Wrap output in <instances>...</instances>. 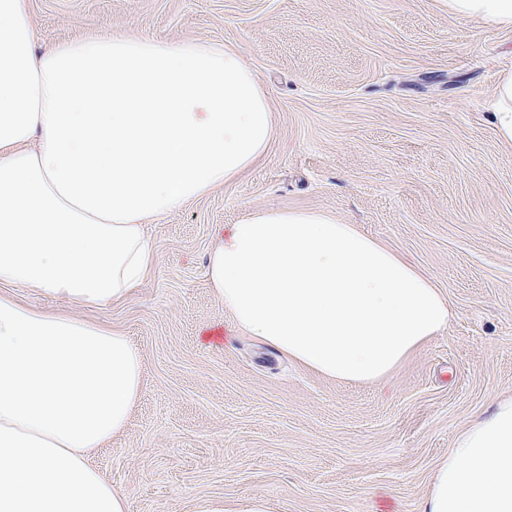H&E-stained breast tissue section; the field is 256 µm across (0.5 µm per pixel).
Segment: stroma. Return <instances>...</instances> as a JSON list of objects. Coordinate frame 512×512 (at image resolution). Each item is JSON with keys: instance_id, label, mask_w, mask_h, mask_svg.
<instances>
[{"instance_id": "1", "label": "stroma", "mask_w": 512, "mask_h": 512, "mask_svg": "<svg viewBox=\"0 0 512 512\" xmlns=\"http://www.w3.org/2000/svg\"><path fill=\"white\" fill-rule=\"evenodd\" d=\"M40 45L87 33L216 41L267 92L275 132L233 182L147 226L157 263L124 303L44 309L121 330L143 379L92 465L127 512H420L455 438L512 395V150L490 105L512 28L448 0H23ZM318 209L428 274L448 327L383 381L347 385L240 333L207 253L250 210Z\"/></svg>"}]
</instances>
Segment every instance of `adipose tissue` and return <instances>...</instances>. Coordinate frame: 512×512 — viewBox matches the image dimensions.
<instances>
[{
	"label": "adipose tissue",
	"instance_id": "adipose-tissue-1",
	"mask_svg": "<svg viewBox=\"0 0 512 512\" xmlns=\"http://www.w3.org/2000/svg\"><path fill=\"white\" fill-rule=\"evenodd\" d=\"M512 27V0H448ZM274 136L266 92L220 42L93 34L38 48L0 0V512H127L89 453L127 425L143 363L128 336L12 296L126 301L151 220L237 179ZM207 276L240 332L307 368L376 383L445 330L432 279L320 210H254ZM421 512H512V396L455 439Z\"/></svg>",
	"mask_w": 512,
	"mask_h": 512
}]
</instances>
